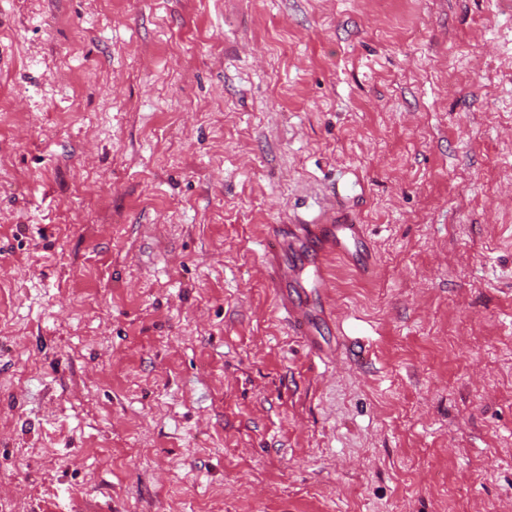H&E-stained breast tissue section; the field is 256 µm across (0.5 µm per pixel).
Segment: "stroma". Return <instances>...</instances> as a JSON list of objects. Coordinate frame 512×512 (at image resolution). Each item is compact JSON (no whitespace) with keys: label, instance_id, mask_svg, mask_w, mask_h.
<instances>
[{"label":"stroma","instance_id":"obj_1","mask_svg":"<svg viewBox=\"0 0 512 512\" xmlns=\"http://www.w3.org/2000/svg\"><path fill=\"white\" fill-rule=\"evenodd\" d=\"M0 320V512H512V0H0ZM307 224L325 233V256L349 262L354 253L367 244L365 225L356 224L349 214L337 210L336 204L321 207Z\"/></svg>","mask_w":512,"mask_h":512}]
</instances>
